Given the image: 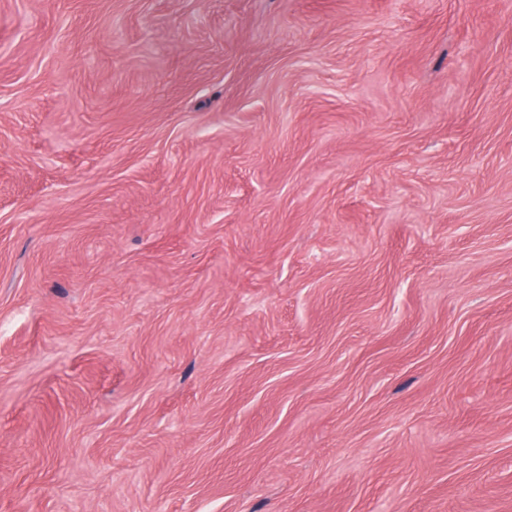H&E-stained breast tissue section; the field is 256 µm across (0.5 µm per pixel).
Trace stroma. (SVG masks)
<instances>
[{"mask_svg":"<svg viewBox=\"0 0 512 512\" xmlns=\"http://www.w3.org/2000/svg\"><path fill=\"white\" fill-rule=\"evenodd\" d=\"M512 512V0H0V512Z\"/></svg>","mask_w":512,"mask_h":512,"instance_id":"35a3bbf8","label":"stroma"}]
</instances>
